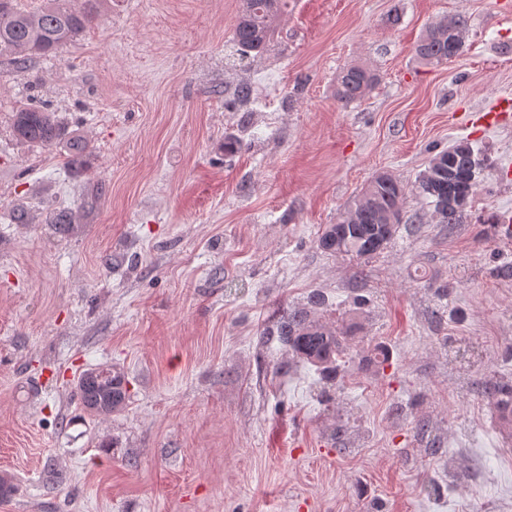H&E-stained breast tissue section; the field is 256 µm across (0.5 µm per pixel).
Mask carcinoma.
<instances>
[{"mask_svg": "<svg viewBox=\"0 0 512 512\" xmlns=\"http://www.w3.org/2000/svg\"><path fill=\"white\" fill-rule=\"evenodd\" d=\"M105 0H41L35 10L18 7V0H0V57H7L20 72L38 58H47L75 41L101 15ZM288 7V0H241L234 26L233 43L241 59L260 57L274 43L278 22ZM467 21L460 15L445 16L434 22L415 48L427 63L441 64L461 56L465 48ZM378 80L374 70L362 65L344 67L336 78L337 101L349 104L365 97ZM15 137L43 147L65 145L66 165H82L85 139L70 132L55 112L42 104L25 102L10 113ZM486 158L467 139L430 158L418 175L415 189L430 200L433 219L438 224H462L467 206L476 195L477 180L486 169ZM406 188L391 176L376 175L359 196L326 225L318 237L325 252L369 258L391 242L404 218ZM465 200V207L457 201ZM323 305L321 294H312L307 303L281 316L272 329L288 354L300 362L315 366L323 373L336 371L339 356L358 330L354 320L335 328L323 321L317 309ZM82 409L92 416H106L121 411L128 398L127 381L115 368L98 367L83 373L76 384ZM486 395L500 416L512 422V385L491 383Z\"/></svg>", "mask_w": 512, "mask_h": 512, "instance_id": "1", "label": "carcinoma"}]
</instances>
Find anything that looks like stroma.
Listing matches in <instances>:
<instances>
[{
  "label": "stroma",
  "mask_w": 512,
  "mask_h": 512,
  "mask_svg": "<svg viewBox=\"0 0 512 512\" xmlns=\"http://www.w3.org/2000/svg\"><path fill=\"white\" fill-rule=\"evenodd\" d=\"M239 5L108 0L29 72L0 58V512H512V429L485 394L512 380V109L478 115L512 99V0H288L273 51L232 69ZM458 13L465 52L421 61ZM360 62L379 81L342 104ZM32 95L89 141L81 167L13 138ZM460 139L489 166L450 230L414 184ZM379 173L411 223L370 259L321 251ZM316 292L332 323L366 301L332 381L276 373L289 356L261 337ZM103 365L129 398L94 417L74 384ZM377 80L374 70L362 65H348L336 78V99L343 104L357 101L372 90Z\"/></svg>",
  "instance_id": "stroma-1"
}]
</instances>
